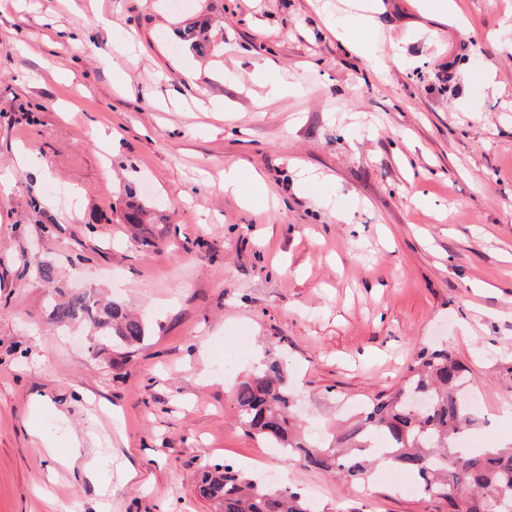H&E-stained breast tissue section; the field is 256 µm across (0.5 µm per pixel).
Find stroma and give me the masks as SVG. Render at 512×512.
Masks as SVG:
<instances>
[{
  "label": "stroma",
  "mask_w": 512,
  "mask_h": 512,
  "mask_svg": "<svg viewBox=\"0 0 512 512\" xmlns=\"http://www.w3.org/2000/svg\"><path fill=\"white\" fill-rule=\"evenodd\" d=\"M337 2L0 0V512H216L197 485L224 461L321 512H446L247 434L233 383L269 349L309 436L445 346L475 380L470 438L512 440V0L445 21L381 0L368 55ZM266 61L299 94L260 104ZM230 166L266 196L224 193ZM131 200L149 223H126ZM89 291L144 316V342L99 353L51 321ZM47 437L111 459L107 487Z\"/></svg>",
  "instance_id": "1"
}]
</instances>
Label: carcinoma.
<instances>
[{"label":"carcinoma","instance_id":"obj_1","mask_svg":"<svg viewBox=\"0 0 512 512\" xmlns=\"http://www.w3.org/2000/svg\"><path fill=\"white\" fill-rule=\"evenodd\" d=\"M50 316L59 326L88 320L104 341L139 343L147 336L144 319L91 293L55 303ZM468 373L448 350H422L400 389L367 401L364 416L353 425L313 440L298 431L286 368L269 351L257 371L235 385L238 419L286 463L332 473L347 483L364 481L385 464L413 479L424 497L446 504L448 512H512V444L461 449V436L478 423V413L462 396ZM373 436L383 437L391 452L366 451ZM200 494L216 504L217 512H314L311 497L301 489L271 484L227 463L203 471Z\"/></svg>","mask_w":512,"mask_h":512}]
</instances>
